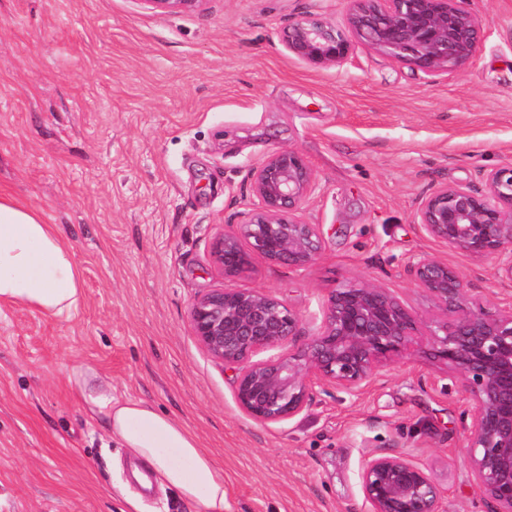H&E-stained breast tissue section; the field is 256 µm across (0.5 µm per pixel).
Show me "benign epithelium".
Instances as JSON below:
<instances>
[{
  "mask_svg": "<svg viewBox=\"0 0 512 512\" xmlns=\"http://www.w3.org/2000/svg\"><path fill=\"white\" fill-rule=\"evenodd\" d=\"M163 14L205 0H141ZM341 24L314 16L280 33L284 49L315 67L340 65L358 40L429 76L458 73L476 53L484 22L462 0H347ZM257 203L244 222L218 235L213 265L233 280L265 260L295 269L322 252L320 225L305 219L317 185L303 155L277 151L246 174ZM422 231L444 247L495 262L512 283V163L483 174V188L442 185L416 209ZM409 272L436 306L422 320L388 289L351 283L329 294L317 331L299 344V316L256 289L207 291L191 303L193 336L217 362L237 368L235 398L254 421L289 420L335 388L356 393L390 363L423 354L444 365L467 402L465 457L491 512H512V303L473 307L469 280L436 257ZM368 512H446L445 490L429 468L398 452L368 457L360 471Z\"/></svg>",
  "mask_w": 512,
  "mask_h": 512,
  "instance_id": "benign-epithelium-1",
  "label": "benign epithelium"
}]
</instances>
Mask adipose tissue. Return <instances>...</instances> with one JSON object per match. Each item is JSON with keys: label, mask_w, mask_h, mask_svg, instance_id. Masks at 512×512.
Instances as JSON below:
<instances>
[{"label": "adipose tissue", "mask_w": 512, "mask_h": 512, "mask_svg": "<svg viewBox=\"0 0 512 512\" xmlns=\"http://www.w3.org/2000/svg\"><path fill=\"white\" fill-rule=\"evenodd\" d=\"M81 298L71 247L56 225L0 192V308L25 306L67 319ZM72 375L91 419L105 421L159 485L174 489L184 502L201 504L203 512H224V472L185 426L146 401L118 399L111 389L93 385L91 368H74Z\"/></svg>", "instance_id": "ef3b65f1"}]
</instances>
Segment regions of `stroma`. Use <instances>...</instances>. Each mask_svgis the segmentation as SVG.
Wrapping results in <instances>:
<instances>
[{"mask_svg": "<svg viewBox=\"0 0 512 512\" xmlns=\"http://www.w3.org/2000/svg\"><path fill=\"white\" fill-rule=\"evenodd\" d=\"M346 0H206L162 14L141 0H0V191L38 209L72 247L83 298L72 318L0 310V512H202L145 489L103 423L88 421L72 368L93 367L118 398L186 426L224 470V512H365V458L426 464L447 512H488L461 453L462 396L445 366L396 361L362 391L332 390L289 421L238 407L237 370L192 334L191 301L224 287L214 237L255 204L247 170L293 148L317 187L319 259L255 258L238 288L266 291L307 337L331 290L388 288L427 316L410 261L459 269L480 305L512 301L492 262L428 238L415 220L442 184L481 187L512 162V0H470L486 22L466 68L430 77L357 42L317 69L280 31Z\"/></svg>", "mask_w": 512, "mask_h": 512, "instance_id": "1", "label": "stroma"}]
</instances>
